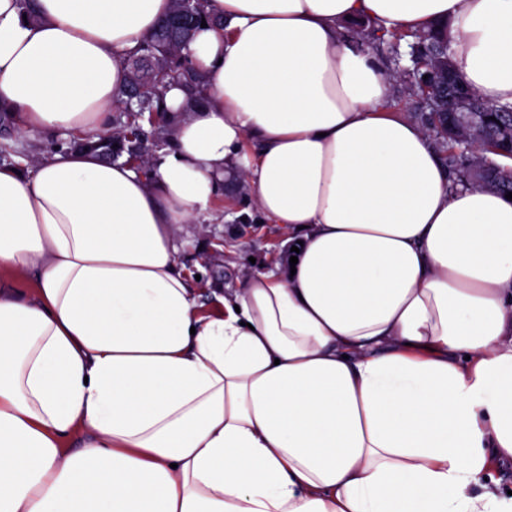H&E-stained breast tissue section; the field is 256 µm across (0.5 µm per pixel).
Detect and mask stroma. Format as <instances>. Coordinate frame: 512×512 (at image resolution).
I'll return each mask as SVG.
<instances>
[{"instance_id":"obj_1","label":"stroma","mask_w":512,"mask_h":512,"mask_svg":"<svg viewBox=\"0 0 512 512\" xmlns=\"http://www.w3.org/2000/svg\"><path fill=\"white\" fill-rule=\"evenodd\" d=\"M0 143L11 148L0 154V164L34 163L59 141L19 132L14 121L0 112ZM288 229L271 223L249 202L240 184L225 180L214 210L207 221L185 225L178 239V259L188 274L198 277L206 304L215 294L240 284L252 267H269L282 260L288 250Z\"/></svg>"}]
</instances>
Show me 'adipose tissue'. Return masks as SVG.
I'll return each instance as SVG.
<instances>
[{
    "label": "adipose tissue",
    "instance_id": "1",
    "mask_svg": "<svg viewBox=\"0 0 512 512\" xmlns=\"http://www.w3.org/2000/svg\"><path fill=\"white\" fill-rule=\"evenodd\" d=\"M171 0H0V110L110 127ZM148 172L0 165V512H512V200L458 182L341 23L450 22L512 102V0H205ZM254 140L253 155L242 152ZM301 239L207 312L177 239L225 176Z\"/></svg>",
    "mask_w": 512,
    "mask_h": 512
}]
</instances>
